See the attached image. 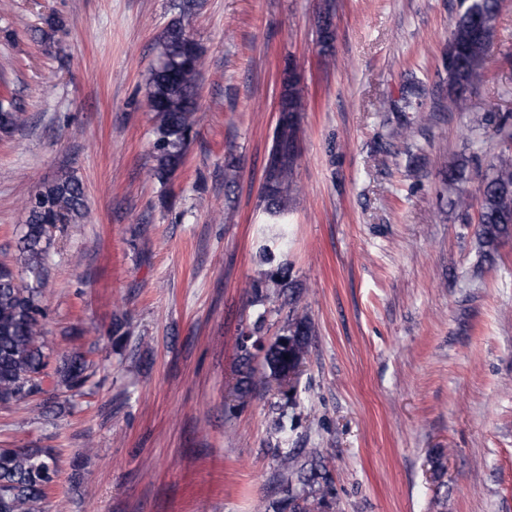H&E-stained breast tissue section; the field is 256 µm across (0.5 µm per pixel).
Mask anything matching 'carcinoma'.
I'll list each match as a JSON object with an SVG mask.
<instances>
[{"label":"carcinoma","mask_w":512,"mask_h":512,"mask_svg":"<svg viewBox=\"0 0 512 512\" xmlns=\"http://www.w3.org/2000/svg\"><path fill=\"white\" fill-rule=\"evenodd\" d=\"M502 0H471L456 22L450 40L459 51L448 69L450 107L455 112L469 110V90L481 80L491 42L476 33L472 17L494 30ZM203 65L202 54L181 19L171 21L158 40L157 64L152 70V90L148 107L154 114V175L164 180L179 167L197 123L193 85ZM402 109L412 110L411 118L394 130L406 139L413 127H428L432 114L414 109L412 100L401 97ZM305 102L296 84L288 82V117L277 124L266 169L265 210L272 216L288 211L291 195L298 191V133ZM23 112L13 99L0 98V130L9 133L23 125ZM484 124L498 136L499 151L492 172L484 180L475 234L482 257L493 260L497 247L512 238V129L508 117L487 112ZM28 219L17 249L27 280L0 266V406L26 400L42 391V381L53 376L55 385L69 391L81 390L91 377L84 356L73 355L46 372L42 299L45 292V260L52 245L51 232L59 224L78 222L86 210V195L80 180L67 176L44 186L28 200ZM312 326L307 317L294 315L287 333L277 337L266 350L264 362L269 372L250 366L251 354L243 360L247 370L240 379L238 398L245 400L253 386L267 374L282 372L294 361L304 362L309 353ZM278 463L284 502L289 512H331L334 494L331 480L314 488L311 479L325 469L317 448L299 452L273 449ZM55 456L50 448H0V512H41L46 490L53 481Z\"/></svg>","instance_id":"1"}]
</instances>
